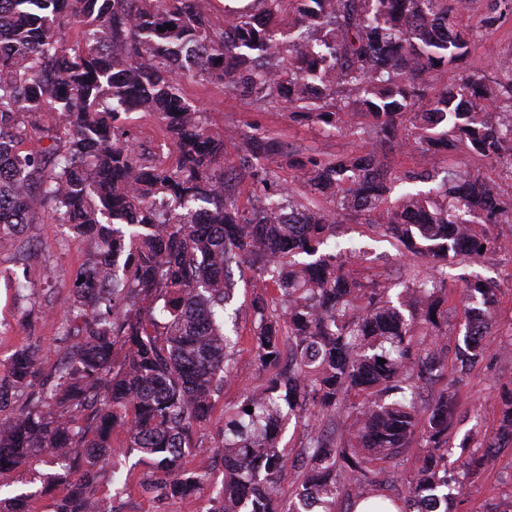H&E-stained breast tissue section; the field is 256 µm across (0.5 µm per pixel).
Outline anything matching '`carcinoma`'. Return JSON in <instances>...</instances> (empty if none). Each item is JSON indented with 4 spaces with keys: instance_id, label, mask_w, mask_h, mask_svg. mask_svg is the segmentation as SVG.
I'll return each instance as SVG.
<instances>
[{
    "instance_id": "obj_1",
    "label": "carcinoma",
    "mask_w": 512,
    "mask_h": 512,
    "mask_svg": "<svg viewBox=\"0 0 512 512\" xmlns=\"http://www.w3.org/2000/svg\"><path fill=\"white\" fill-rule=\"evenodd\" d=\"M462 4L253 0L248 10L224 8L216 25L209 0H0V236L17 237L23 265L38 250L23 237L27 224H61L91 244L60 319L66 334L77 330L72 344L25 404L0 414V473L48 451L60 472L47 484H68L54 512H108L90 488L115 453L118 428L150 467L143 492L159 500L207 488L205 512H353L362 499L386 498L377 463L398 461L418 438L417 472L390 501L419 512L438 500L437 512H452L454 394L446 387L427 400L424 389L444 371L448 266L500 248L491 226L512 222V204L478 170H450L434 191L394 198L396 182L429 175L390 173L378 147L398 139V119L409 114L412 148L453 153L462 144L512 171V59L492 77L456 73L472 36L458 20ZM440 70L448 82L423 109ZM188 78L259 107L275 102L290 121L327 132L360 113L370 129L351 134L371 148L299 156L252 126L237 132L232 161L227 140L182 98ZM45 110L58 116L52 127L40 125ZM132 112L160 119L159 152L139 148ZM34 133L35 145L19 149ZM166 150L178 153L176 165ZM281 158L304 195L277 180L271 165ZM246 178L264 198L250 209L235 199ZM375 211L397 248L434 261L428 277L393 296L350 273L362 257L328 251L337 225ZM244 266L264 285L248 307L254 364L274 372L225 406L224 443L207 449L193 429L232 378L240 338L228 325L241 312L234 269ZM462 281L469 326L456 356L464 370L495 335L498 289ZM418 328L431 347L413 342ZM40 374L36 347H23L0 369V392H26ZM355 389L374 398L336 422ZM293 416L310 434L300 487L284 500L280 432ZM505 440L512 391L497 433L459 467L479 474ZM212 454L224 478L209 488L208 471L190 461ZM0 512H29V495L0 499Z\"/></svg>"
}]
</instances>
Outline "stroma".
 <instances>
[{
	"label": "stroma",
	"instance_id": "stroma-1",
	"mask_svg": "<svg viewBox=\"0 0 512 512\" xmlns=\"http://www.w3.org/2000/svg\"><path fill=\"white\" fill-rule=\"evenodd\" d=\"M494 15L492 27H480V20ZM464 22L475 25L462 67L470 73L492 74L503 58L512 57V9L494 4L493 0H465L461 12ZM182 95L205 112L212 131L244 130L258 125L279 139L289 151L332 156L357 152L364 143L358 137L341 133L326 134L315 125L290 122L286 112L277 107L255 108L243 98L225 97L221 87L204 81L185 80ZM389 169L397 175L410 172L444 173L461 166L480 171L493 185L499 198L512 202V172L492 167L486 159L457 151L455 156H426L393 143L384 149ZM494 235L503 241L502 249L481 258L465 260L448 270V328L443 356L447 368L444 380L455 381L456 396L451 427V443L474 445L495 434L500 419V395L503 387H512V223L493 226ZM28 233L37 240L40 252L29 262L25 274L30 287L18 294L14 283L0 278V315L13 321L15 328L0 332V361L16 350L35 345L43 371L53 369L61 359L67 341L59 332L58 315L77 278L84 272L88 249L73 245L71 236L55 224H32ZM336 242L341 251L364 252L369 265L368 275L390 285H400L413 274H427L432 263L424 257L399 253L379 225L349 221L336 229ZM480 277L498 290L495 328L488 350L482 360L463 373H456L454 348L465 331L466 304L462 299L461 276ZM241 339L235 356V376L216 397L209 421L197 425L195 437L205 447L214 448L223 441L224 407L240 401L248 391L262 384L263 376L253 363L250 346L251 319L241 316L237 322ZM47 456H39L14 470L0 473V497L22 492L32 493L33 512H51L56 498L66 487L44 486L43 476L51 472ZM146 467L137 452L124 451L120 465L106 466L97 479L100 501L113 512H200L202 495L170 499L163 502L144 494L137 483ZM130 484L121 498H114L107 489L121 479ZM453 512H512V443L497 448L496 459L485 471L471 480L463 497L454 503Z\"/></svg>",
	"mask_w": 512,
	"mask_h": 512
}]
</instances>
